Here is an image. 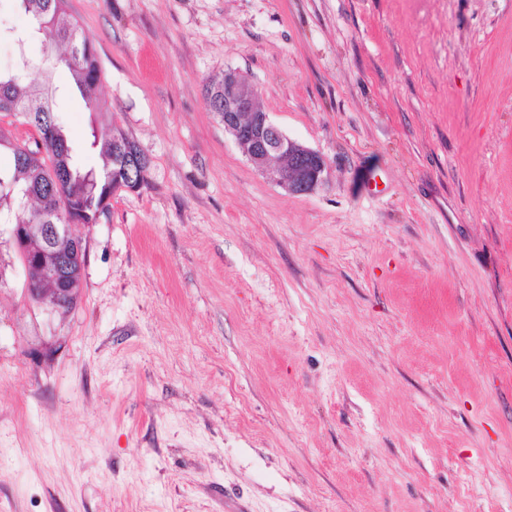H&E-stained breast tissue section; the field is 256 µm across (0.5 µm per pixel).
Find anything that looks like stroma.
Listing matches in <instances>:
<instances>
[{
  "label": "stroma",
  "mask_w": 512,
  "mask_h": 512,
  "mask_svg": "<svg viewBox=\"0 0 512 512\" xmlns=\"http://www.w3.org/2000/svg\"><path fill=\"white\" fill-rule=\"evenodd\" d=\"M143 184L75 308L0 224V512H512V0H67ZM326 160L293 195L224 67ZM213 76L205 87L210 112L221 117L231 135L256 169L266 172L293 195L312 192L323 180L325 158L291 139L258 105L257 88L232 68ZM224 95L219 92L223 90Z\"/></svg>",
  "instance_id": "1"
}]
</instances>
